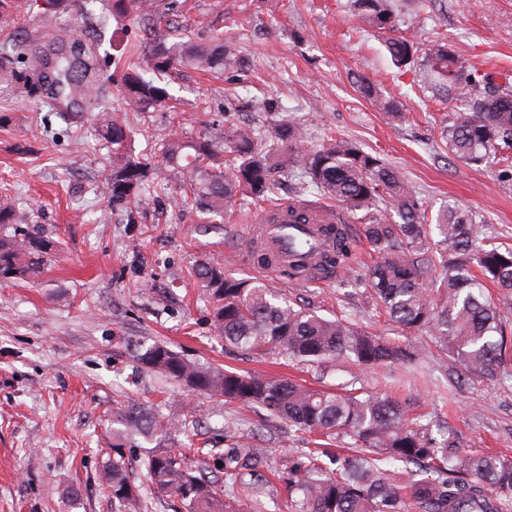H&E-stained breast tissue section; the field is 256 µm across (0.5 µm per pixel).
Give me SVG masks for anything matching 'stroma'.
<instances>
[{
	"label": "stroma",
	"mask_w": 512,
	"mask_h": 512,
	"mask_svg": "<svg viewBox=\"0 0 512 512\" xmlns=\"http://www.w3.org/2000/svg\"><path fill=\"white\" fill-rule=\"evenodd\" d=\"M19 2L0 41L13 33L36 42L52 24L73 30L81 43L105 34L101 74L114 116L130 128L129 144L140 158L153 160L171 136L214 132L228 102L238 120L265 122L262 104L270 101L281 115L303 120L310 145L333 136L356 141L401 173L427 215L449 203L473 209L484 219V235L512 246V180L499 167L449 158L442 130L456 103L419 91L415 72L392 65L381 36L358 28L348 0H186L182 40L204 45L225 38L249 70L233 82L181 70L170 85L177 108L148 112L123 109L117 79L142 39V16L161 10L164 0H142L139 16L120 22L97 0H72L52 21L44 0ZM441 6L431 21L403 6L399 34L421 43L448 39L479 72L512 76V0H442ZM359 74L398 100L401 120L388 121L360 94ZM0 115L7 118L0 124V202L29 210L40 231L62 244L40 282H0V512H112L98 483L112 443L106 419L118 404L150 402L186 414L195 423L182 444L205 439L217 453L230 434L254 431L270 450L271 467L283 472L294 451L308 447L309 435L264 413L188 395L142 369L140 348L156 340L194 362L266 371L322 390L354 379L367 391L393 392L412 413L455 431L461 452L512 455V379H459L428 346L426 333L409 338L426 346L425 357L398 370L350 362L318 367L289 361L283 352L261 356L226 348L213 333L211 305L192 276L204 259L220 260L238 277L261 276L325 316L346 314L368 331L393 335L362 284L371 262L366 241L360 238L347 272L287 280L249 259L247 231L266 203L252 201L228 211L223 223L203 224L171 187L148 193L131 213L114 211L101 191L112 148L94 135L91 113L0 82ZM22 135L24 155L15 150Z\"/></svg>",
	"instance_id": "1"
}]
</instances>
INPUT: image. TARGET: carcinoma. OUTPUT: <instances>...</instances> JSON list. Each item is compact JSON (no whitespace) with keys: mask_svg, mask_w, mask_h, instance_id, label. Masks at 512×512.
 Masks as SVG:
<instances>
[{"mask_svg":"<svg viewBox=\"0 0 512 512\" xmlns=\"http://www.w3.org/2000/svg\"><path fill=\"white\" fill-rule=\"evenodd\" d=\"M116 18L137 13L139 0H108ZM351 16L375 30L391 31L385 48L397 69L419 66V89L461 103L443 130L448 153L471 166H490L512 156V89L481 90L482 80L448 43L422 47L396 34L395 0H350ZM161 33L155 19L143 24L146 62L155 78L131 57L119 82L127 108L146 112L167 106L169 84L185 66L214 74L243 73L248 62L231 42L208 46L169 42L174 22ZM59 34L37 44L14 38L0 42V79L32 91L46 79L45 92L56 104L82 103L94 113V131L112 146V166L103 192L114 208H129L150 188L161 169L183 189V203L214 223L246 199L269 200L279 178L298 180L301 195L317 193L341 205L336 220L322 233L328 245L319 251L317 269L328 276L350 269L357 239L349 225H363V236L376 260L367 287L374 306L385 312L404 335L426 331L431 343L457 364L467 379L493 380L507 372V316L489 294L495 287L512 295V247L479 238L477 216L448 206L429 221L415 192L394 167L343 137L309 145L304 124L295 118L272 126L240 124L232 105L224 108V126L213 136L170 138L152 165L128 149L125 125L112 118V102L102 88L99 68L104 34L82 47L79 70L60 76L69 66L66 43ZM360 93L387 120L400 119L397 102L366 76ZM397 219L383 217L382 206ZM319 211L303 198L279 205L269 220L311 224ZM30 213L0 203V226L14 227L0 236V281H39L55 260L60 243L39 231L28 232ZM193 275L208 298L215 335L224 346L261 354L282 350L304 363L323 365L341 359L371 367H394L418 359L423 349L400 338L365 331L347 317L330 319L290 303L263 280L238 278L214 260L198 262ZM138 361L190 390L231 404L260 408L302 434L325 442L300 449L288 462L290 512H506L512 505V455L458 454L457 436L433 433L389 395H369L346 385L323 391L261 372L240 373L202 365L167 345H142ZM112 460L99 477L112 498V512H143L126 448L142 437L155 443L141 458L154 491L171 497L174 512H243V503L260 504L271 483L268 449L240 433L224 454V485L206 476L210 451L191 448L176 453L168 443L186 432V420L164 415L152 404L133 403L112 409ZM346 452L329 449L331 442Z\"/></svg>","mask_w":512,"mask_h":512,"instance_id":"obj_1","label":"carcinoma"}]
</instances>
